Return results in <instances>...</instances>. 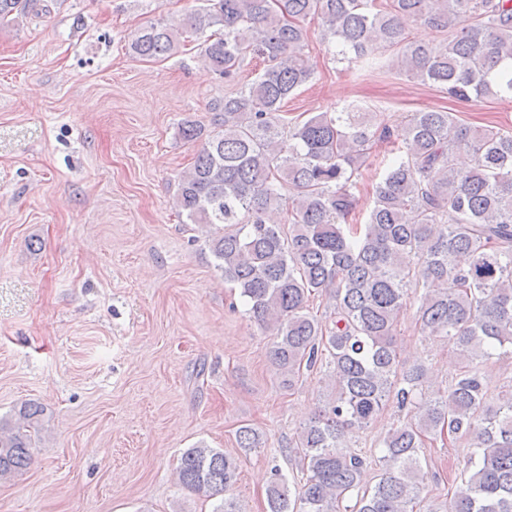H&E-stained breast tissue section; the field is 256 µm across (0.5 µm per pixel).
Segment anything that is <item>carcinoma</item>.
Masks as SVG:
<instances>
[{
  "instance_id": "cac0c4a2",
  "label": "carcinoma",
  "mask_w": 512,
  "mask_h": 512,
  "mask_svg": "<svg viewBox=\"0 0 512 512\" xmlns=\"http://www.w3.org/2000/svg\"><path fill=\"white\" fill-rule=\"evenodd\" d=\"M177 25L141 28L129 49L141 60L178 52L181 38L213 30L206 66L234 86L214 104V128L195 121L180 137L201 142L178 182L192 224H220L208 247L251 317L271 332V364L291 387L302 371L328 369L330 397L296 435L302 477L274 468L269 512H414L423 484L418 452L431 436L470 448L461 483L442 508L426 512H512V390L493 397L476 363L512 358V132L472 128L440 109L390 126L352 106L294 125L282 104L310 81L304 21L317 18L349 65L384 67L474 102L512 98V0H202ZM33 0H0V25ZM416 19L440 33L425 45L405 26ZM264 68L241 87L245 59ZM401 141L372 193L364 223H352L359 169L378 145ZM288 217L275 221L279 211ZM417 294L416 324L448 342L458 367L448 387L422 364L404 365L399 316ZM333 301L332 325L309 313L315 297ZM408 418L380 439L383 473L350 444L387 403ZM43 409L25 403L0 417V480L28 468ZM239 447L257 432L237 431ZM237 462L199 443L185 449L179 484L214 499L212 512H240L231 493ZM355 498L352 506L343 505Z\"/></svg>"
}]
</instances>
